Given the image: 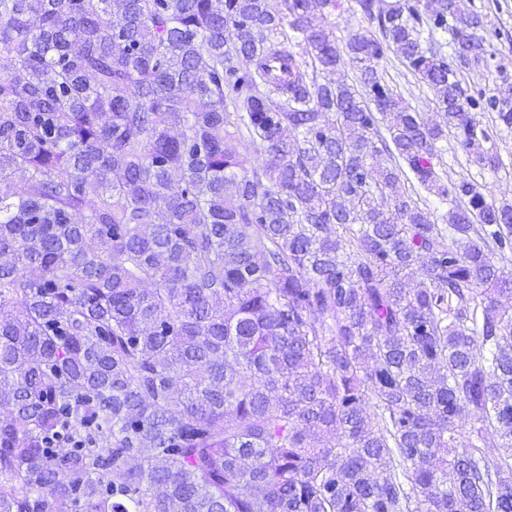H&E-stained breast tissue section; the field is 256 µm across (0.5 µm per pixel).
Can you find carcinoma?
Masks as SVG:
<instances>
[{
  "mask_svg": "<svg viewBox=\"0 0 512 512\" xmlns=\"http://www.w3.org/2000/svg\"><path fill=\"white\" fill-rule=\"evenodd\" d=\"M311 2L0 0V512H512V205L434 163L512 129L480 17ZM343 8L332 15H328V26L335 31L339 44L352 32H364L369 35L380 36L375 23H370L361 14L356 0H342ZM386 81L397 94H400L422 117L429 122L438 121L432 99L433 91L423 82L418 81L393 53H388L379 63Z\"/></svg>",
  "mask_w": 512,
  "mask_h": 512,
  "instance_id": "carcinoma-1",
  "label": "carcinoma"
}]
</instances>
